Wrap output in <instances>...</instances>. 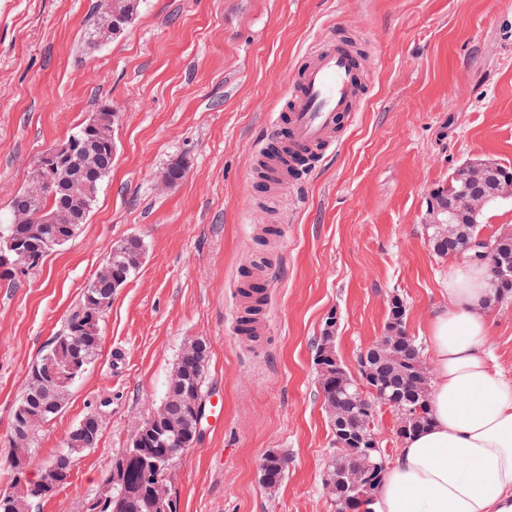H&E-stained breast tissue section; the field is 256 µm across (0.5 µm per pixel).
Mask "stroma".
<instances>
[{
    "label": "stroma",
    "instance_id": "1",
    "mask_svg": "<svg viewBox=\"0 0 512 512\" xmlns=\"http://www.w3.org/2000/svg\"><path fill=\"white\" fill-rule=\"evenodd\" d=\"M98 0H0V218L46 151L107 102L118 150L88 221L35 267L0 277V490L27 374L74 312L115 242L139 268L101 322L97 360L37 435L44 460L87 414L94 448L29 512H85L136 425L156 409L187 339L209 345L206 389L224 406L171 471L177 512H336L323 487L332 433L314 345L338 316L356 368L392 297L425 342L447 306L453 257L423 224L430 191L461 164L512 169V0H144L120 35L86 45ZM361 44L366 93L336 150L273 201L257 187L261 147L311 50ZM183 164L176 184L166 169ZM266 260L260 341L238 330L241 271ZM494 360L512 377V301L488 309ZM288 456L266 489L264 453Z\"/></svg>",
    "mask_w": 512,
    "mask_h": 512
}]
</instances>
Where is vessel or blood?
Here are the masks:
<instances>
[{"instance_id":"b4317fda","label":"vessel or blood","mask_w":512,"mask_h":512,"mask_svg":"<svg viewBox=\"0 0 512 512\" xmlns=\"http://www.w3.org/2000/svg\"><path fill=\"white\" fill-rule=\"evenodd\" d=\"M352 44L339 40L323 44L293 80L288 98V134L277 152L260 150L270 193L294 180L296 160L309 154L332 151L336 134L354 112L364 90L363 77L355 65Z\"/></svg>"}]
</instances>
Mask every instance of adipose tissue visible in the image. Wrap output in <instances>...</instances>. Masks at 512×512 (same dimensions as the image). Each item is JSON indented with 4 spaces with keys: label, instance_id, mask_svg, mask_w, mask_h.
<instances>
[{
    "label": "adipose tissue",
    "instance_id": "adipose-tissue-1",
    "mask_svg": "<svg viewBox=\"0 0 512 512\" xmlns=\"http://www.w3.org/2000/svg\"><path fill=\"white\" fill-rule=\"evenodd\" d=\"M428 324L430 422L381 476L373 512H512V378L493 364L484 267L463 262Z\"/></svg>",
    "mask_w": 512,
    "mask_h": 512
}]
</instances>
